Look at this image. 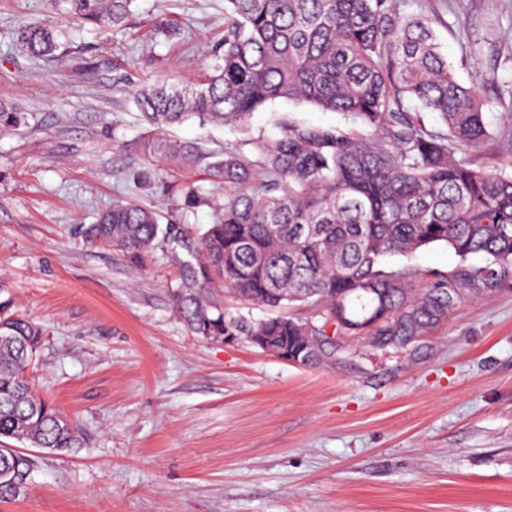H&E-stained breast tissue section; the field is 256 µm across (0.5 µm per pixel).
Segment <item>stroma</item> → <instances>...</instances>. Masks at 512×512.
I'll list each match as a JSON object with an SVG mask.
<instances>
[{"instance_id":"obj_1","label":"stroma","mask_w":512,"mask_h":512,"mask_svg":"<svg viewBox=\"0 0 512 512\" xmlns=\"http://www.w3.org/2000/svg\"><path fill=\"white\" fill-rule=\"evenodd\" d=\"M428 5L456 75L512 78V0H403ZM165 12L181 28L155 33ZM49 0H0V99L28 125L0 131V301L43 330L28 368L42 394L77 415L85 447L28 449L33 471L0 512H512V287L468 300L447 321L386 347L337 336L318 364L288 363L251 344L193 335L172 291L189 246L212 222L184 212L194 173L158 165L140 183L132 144L146 125L129 82L172 68L196 78L224 35V0H136L127 29L72 32L80 69L27 57L14 41L23 17ZM480 42L478 60L464 47ZM313 124L350 117L275 102L247 128H170L212 149L279 136L283 115ZM159 210L180 246L159 242L141 266L87 244L82 226L113 200ZM454 251L412 257L426 277L448 273Z\"/></svg>"}]
</instances>
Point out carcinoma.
I'll return each mask as SVG.
<instances>
[{
    "instance_id": "carcinoma-1",
    "label": "carcinoma",
    "mask_w": 512,
    "mask_h": 512,
    "mask_svg": "<svg viewBox=\"0 0 512 512\" xmlns=\"http://www.w3.org/2000/svg\"><path fill=\"white\" fill-rule=\"evenodd\" d=\"M136 0H49L62 22L100 30L126 28ZM400 0H224V37L203 78L174 75L137 86L132 101L150 127L139 148L149 162L202 171L228 190L186 262L174 292L180 317L203 338L224 323L252 336L261 322L271 345L290 353L304 337L336 333L419 336L448 320L475 291L512 284V174L479 166L471 154L512 145V83L497 76L465 86L434 30L435 16L407 14ZM65 28L41 20L19 24L15 40L34 60L71 67ZM487 89L508 97L506 124L489 130ZM311 105L352 116V126L284 116L280 137L258 136L218 151L177 142L164 130L190 119L199 126L240 125L270 103ZM441 125L427 126L424 114ZM27 113L0 100V131L26 124ZM210 203L193 184L183 206ZM161 227L156 211L117 201L88 226L85 238L137 259L150 253ZM444 243L459 258L433 280L393 255ZM474 255L484 263L470 262ZM272 312L264 320L228 318L211 289ZM301 302L315 318L285 314ZM42 330L20 315L0 317V439L65 453L85 445L78 419L57 409L27 378ZM31 459L0 448V501L25 487Z\"/></svg>"
}]
</instances>
